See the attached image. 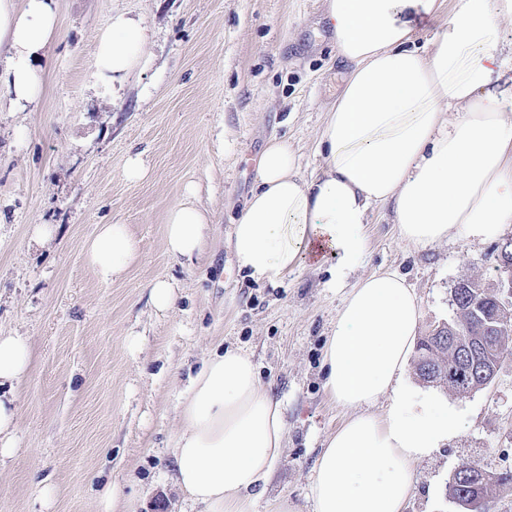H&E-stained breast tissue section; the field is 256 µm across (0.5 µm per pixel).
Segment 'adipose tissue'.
I'll return each mask as SVG.
<instances>
[{"label": "adipose tissue", "mask_w": 512, "mask_h": 512, "mask_svg": "<svg viewBox=\"0 0 512 512\" xmlns=\"http://www.w3.org/2000/svg\"><path fill=\"white\" fill-rule=\"evenodd\" d=\"M54 0H0V84L16 109L35 102L34 60L58 35ZM443 14L430 50L417 44L419 15ZM512 20V0H325L324 20L349 70L320 135L324 166L306 177L295 151L271 139L256 184L233 221L237 264L277 283L304 254L331 255L340 282L368 248L364 226L375 205L394 210L398 234L414 246L448 234L485 241L512 224V86L489 84L512 70L495 34ZM146 29L123 14L98 36L99 77L115 81L141 63ZM211 219L192 201L170 208L165 247L192 259ZM142 257L124 224L98 225L83 247L100 283L124 278ZM422 317L420 302L395 272L360 279L326 338L322 369L329 398L348 410L313 468L314 512H404L413 466L459 429L448 407L421 397L405 380ZM22 336L0 334V386L32 368ZM389 398L386 414L372 408ZM175 481L207 512H254L252 491L265 482L285 437L281 405L241 350L204 361L180 409Z\"/></svg>", "instance_id": "1"}]
</instances>
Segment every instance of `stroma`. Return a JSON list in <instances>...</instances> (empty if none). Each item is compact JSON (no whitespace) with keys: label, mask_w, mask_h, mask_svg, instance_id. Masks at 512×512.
Returning <instances> with one entry per match:
<instances>
[{"label":"stroma","mask_w":512,"mask_h":512,"mask_svg":"<svg viewBox=\"0 0 512 512\" xmlns=\"http://www.w3.org/2000/svg\"><path fill=\"white\" fill-rule=\"evenodd\" d=\"M58 38L42 62V93L24 112H0V332L29 337L36 360L13 388L17 452L0 466V512H203L177 488L172 454L186 390L203 360L232 347L252 355L280 401L285 446L255 488L256 512L288 501L313 512L312 469L347 417L322 388L323 342L351 286L374 272L403 275L422 305L418 335L454 316L460 279L500 278L499 239L406 244L391 208L376 206L369 249L343 283L302 258L288 278L238 270L233 219L250 195L255 160L271 137L301 157L317 152L326 111L347 71L322 21L324 0H56ZM148 31L142 64L94 80L97 36L112 15ZM140 155L144 178L125 175ZM193 198L212 224L204 254L186 265L165 250L170 207ZM46 224L50 241H31ZM101 224H125L142 258L101 284L82 247ZM170 281L166 313L148 284ZM142 341L138 353L130 337ZM408 379L448 402L460 430L414 468L405 512H458L448 480L462 464L512 474V357L492 384L461 397ZM51 500H44V490Z\"/></svg>","instance_id":"obj_1"}]
</instances>
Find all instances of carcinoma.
Listing matches in <instances>:
<instances>
[{"label": "carcinoma", "mask_w": 512, "mask_h": 512, "mask_svg": "<svg viewBox=\"0 0 512 512\" xmlns=\"http://www.w3.org/2000/svg\"><path fill=\"white\" fill-rule=\"evenodd\" d=\"M453 301L455 318L451 325L444 324L420 340L417 373L426 383L439 384L460 396H466L478 390L479 380L460 370V349L448 341V327L456 328L464 337L475 339L490 336L498 307L490 286L473 279L458 282ZM508 355H512V334L505 331L490 341L484 350L483 365L488 369H497ZM461 473L458 479H449L450 498L459 503L461 512H470L471 505L483 507L493 486V478L484 477L483 470L468 464L463 465Z\"/></svg>", "instance_id": "obj_1"}]
</instances>
